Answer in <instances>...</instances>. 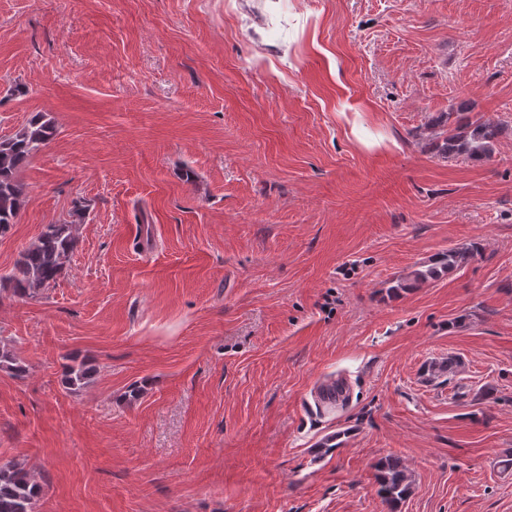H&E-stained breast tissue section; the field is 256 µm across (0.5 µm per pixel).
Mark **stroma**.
Wrapping results in <instances>:
<instances>
[{"label": "stroma", "instance_id": "stroma-1", "mask_svg": "<svg viewBox=\"0 0 512 512\" xmlns=\"http://www.w3.org/2000/svg\"><path fill=\"white\" fill-rule=\"evenodd\" d=\"M462 100L512 127V0H0V137L57 129L0 275L88 205L55 286L0 301L28 367L0 372V462L36 512H385L386 457L399 512H512V130L440 158ZM68 355L96 368L74 392ZM465 101L451 112H444L433 122L429 141L437 155L444 159L487 161L495 154L496 145L508 125L470 116ZM474 243L470 247L451 248L438 255L430 264L423 265L411 271L406 276H398L392 280L388 288L394 294L409 288H415L429 280L439 277L440 274L458 268L481 254V248ZM334 381L321 385L316 390L315 399L322 412H334L347 397V385L343 381H336V384ZM376 481L378 492L387 511L396 512L399 503L410 490L409 477L398 459H385L377 465Z\"/></svg>", "mask_w": 512, "mask_h": 512}]
</instances>
